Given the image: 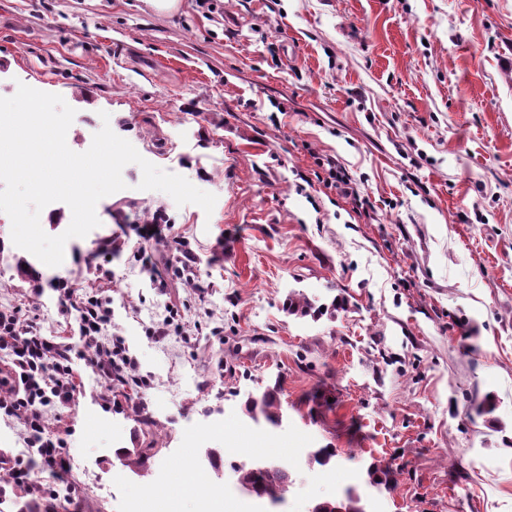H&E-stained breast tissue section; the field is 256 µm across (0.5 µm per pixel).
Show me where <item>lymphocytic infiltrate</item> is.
<instances>
[{
	"label": "lymphocytic infiltrate",
	"instance_id": "1",
	"mask_svg": "<svg viewBox=\"0 0 512 512\" xmlns=\"http://www.w3.org/2000/svg\"><path fill=\"white\" fill-rule=\"evenodd\" d=\"M64 315L75 316L79 334L87 352L85 361L109 386L142 385L133 373L135 363L121 338L111 336L112 308L101 291L94 288L77 290L65 278L54 283ZM0 352L8 359L0 369V414L23 416L26 432L24 444L28 457L14 459L5 468V482L24 488L45 501L49 512H79V502L66 478L70 460L66 442L45 427L47 407L72 402L79 391L69 345L41 336L35 323L25 318L21 307L0 309ZM48 471L61 478V485L46 487L38 479Z\"/></svg>",
	"mask_w": 512,
	"mask_h": 512
}]
</instances>
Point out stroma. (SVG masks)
<instances>
[{
	"mask_svg": "<svg viewBox=\"0 0 512 512\" xmlns=\"http://www.w3.org/2000/svg\"><path fill=\"white\" fill-rule=\"evenodd\" d=\"M21 83L75 109L71 150L107 124L217 197L209 215L177 206L127 165L57 267L0 212V308L77 350L51 281L85 286L90 258L120 245L110 332L150 386L107 389L80 360L78 398L44 415L82 512H165L177 479L196 490L180 512L213 492L228 510L309 512L351 490L381 512H512V0H0V95ZM329 158L350 194L327 186ZM157 209L197 281L146 236ZM293 289L343 306L294 318ZM171 306L187 338L150 336ZM274 384L275 428L244 412ZM150 446L152 476L123 466L119 451ZM210 448L226 470L287 463L295 483L279 504L245 500ZM172 242L175 244L176 251L180 254L179 262L181 263V267H178L177 275L187 279H194L196 272L193 264L197 262L188 242L178 236L172 237Z\"/></svg>",
	"mask_w": 512,
	"mask_h": 512,
	"instance_id": "1",
	"label": "stroma"
}]
</instances>
